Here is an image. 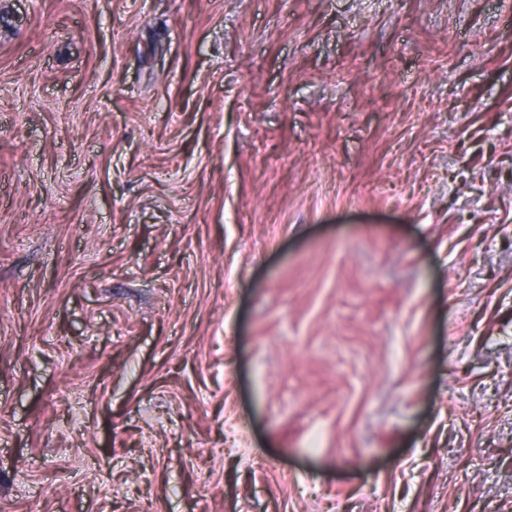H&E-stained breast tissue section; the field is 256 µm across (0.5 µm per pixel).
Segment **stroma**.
<instances>
[{
  "mask_svg": "<svg viewBox=\"0 0 512 512\" xmlns=\"http://www.w3.org/2000/svg\"><path fill=\"white\" fill-rule=\"evenodd\" d=\"M0 512H512V0H0Z\"/></svg>",
  "mask_w": 512,
  "mask_h": 512,
  "instance_id": "35a3bbf8",
  "label": "stroma"
}]
</instances>
